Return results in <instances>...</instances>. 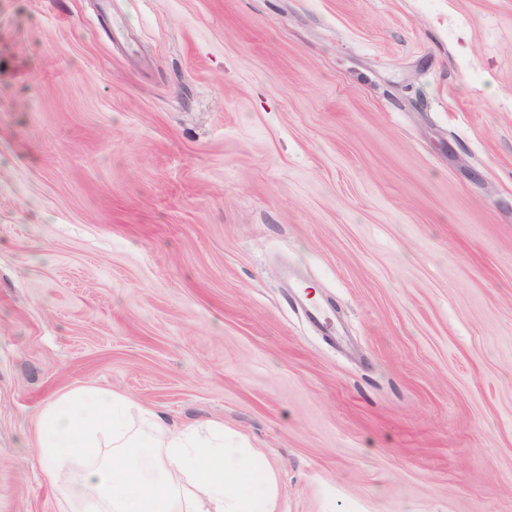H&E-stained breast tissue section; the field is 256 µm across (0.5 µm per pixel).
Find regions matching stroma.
Here are the masks:
<instances>
[{"label": "stroma", "mask_w": 512, "mask_h": 512, "mask_svg": "<svg viewBox=\"0 0 512 512\" xmlns=\"http://www.w3.org/2000/svg\"><path fill=\"white\" fill-rule=\"evenodd\" d=\"M82 386L277 512H512V0H0V512Z\"/></svg>", "instance_id": "35a3bbf8"}]
</instances>
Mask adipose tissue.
Returning a JSON list of instances; mask_svg holds the SVG:
<instances>
[{"instance_id":"obj_1","label":"adipose tissue","mask_w":512,"mask_h":512,"mask_svg":"<svg viewBox=\"0 0 512 512\" xmlns=\"http://www.w3.org/2000/svg\"><path fill=\"white\" fill-rule=\"evenodd\" d=\"M36 455L60 478L61 512H276L272 470L224 430L171 428L104 388H76L41 412Z\"/></svg>"}]
</instances>
